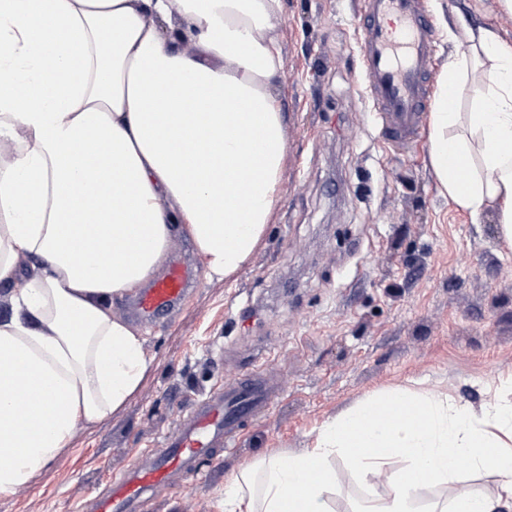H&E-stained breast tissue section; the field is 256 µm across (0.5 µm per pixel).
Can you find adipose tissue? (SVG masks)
<instances>
[{"label": "adipose tissue", "instance_id": "1", "mask_svg": "<svg viewBox=\"0 0 512 512\" xmlns=\"http://www.w3.org/2000/svg\"><path fill=\"white\" fill-rule=\"evenodd\" d=\"M281 13L282 0H0V136L21 135L0 164V497L136 391L144 339L112 306L175 235L224 276L265 236L287 153ZM465 37L437 84L429 164L511 242L512 44L484 26ZM339 455L389 489L362 512H419L430 477L454 485L446 512H512V373L476 409L433 389L371 394L307 448L247 466L224 512H332ZM464 470L497 482L475 491Z\"/></svg>", "mask_w": 512, "mask_h": 512}]
</instances>
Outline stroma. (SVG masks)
Instances as JSON below:
<instances>
[{"mask_svg":"<svg viewBox=\"0 0 512 512\" xmlns=\"http://www.w3.org/2000/svg\"><path fill=\"white\" fill-rule=\"evenodd\" d=\"M360 0H283L284 68L274 94L288 149L279 201L247 264L208 274L188 237L169 256L192 269L181 305L139 323L149 359L126 405L79 424L68 448L0 512H82L112 478L175 435L192 406L258 366L279 386L271 407L200 463L201 477L148 496L139 512H220L226 484L258 458L306 447L365 396L442 388L480 407L485 387L512 372V246L492 215L473 218L438 190L428 128L407 145L380 139L361 100ZM437 70L463 54V29L482 25L512 43L503 0H426ZM334 512H355L368 489L332 462Z\"/></svg>","mask_w":512,"mask_h":512,"instance_id":"obj_1","label":"stroma"}]
</instances>
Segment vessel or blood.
I'll return each instance as SVG.
<instances>
[{"label": "vessel or blood", "mask_w": 512, "mask_h": 512, "mask_svg": "<svg viewBox=\"0 0 512 512\" xmlns=\"http://www.w3.org/2000/svg\"><path fill=\"white\" fill-rule=\"evenodd\" d=\"M438 37L424 0H362L359 57L365 101L380 133L393 143L416 136L432 95ZM190 269L172 262L165 275L141 290L133 313L152 321L176 308L188 292ZM267 380L217 391L183 420L176 436L163 438L158 452L112 478L110 490L90 505L92 512H138L143 498L171 486L174 477L197 476L198 460L232 447L238 432L255 421L278 394Z\"/></svg>", "instance_id": "vessel-or-blood-1"}]
</instances>
